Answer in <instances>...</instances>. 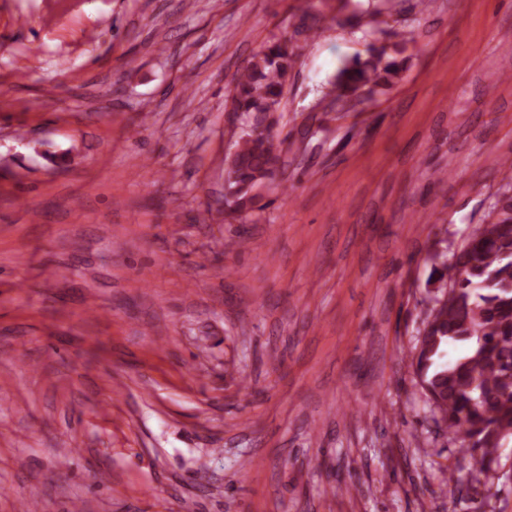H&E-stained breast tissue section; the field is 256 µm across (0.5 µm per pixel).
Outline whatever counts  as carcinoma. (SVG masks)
<instances>
[{
	"mask_svg": "<svg viewBox=\"0 0 512 512\" xmlns=\"http://www.w3.org/2000/svg\"><path fill=\"white\" fill-rule=\"evenodd\" d=\"M397 36L400 43L371 44L339 70L336 102L351 103L364 90L373 95L401 80L407 64L403 45L413 35L403 30ZM295 63L296 53L283 36L236 75L227 106L274 124ZM279 162L269 133H243L226 167L224 205L239 216L253 210L256 187L275 180ZM468 236L472 245L443 264L440 281L449 286L448 300L432 309L414 361L433 418L446 425L463 453L480 455L486 473L512 436V197L501 201L496 221L477 225Z\"/></svg>",
	"mask_w": 512,
	"mask_h": 512,
	"instance_id": "obj_1",
	"label": "carcinoma"
}]
</instances>
